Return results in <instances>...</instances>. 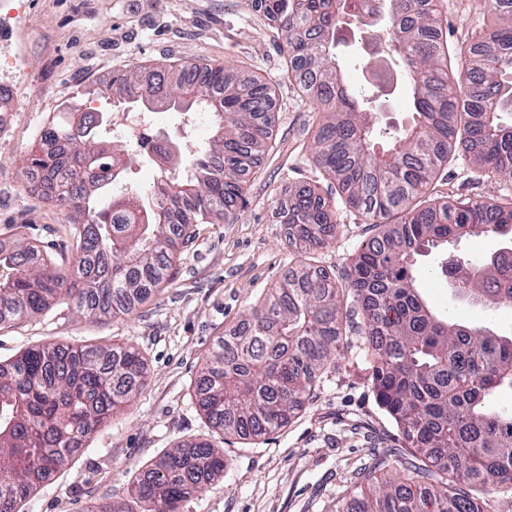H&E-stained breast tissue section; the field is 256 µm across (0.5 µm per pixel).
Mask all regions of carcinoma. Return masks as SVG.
Returning <instances> with one entry per match:
<instances>
[{
  "label": "carcinoma",
  "mask_w": 512,
  "mask_h": 512,
  "mask_svg": "<svg viewBox=\"0 0 512 512\" xmlns=\"http://www.w3.org/2000/svg\"><path fill=\"white\" fill-rule=\"evenodd\" d=\"M353 0H250L288 47V76L316 100L313 160L376 229L338 284L299 265L263 304L217 340L195 385L206 422L226 437L261 439L283 430L336 367L350 312L361 315L369 379L380 408L409 452L384 454L360 473L359 491L336 512H482L483 496L512 484V334L435 312L417 288L418 258L436 251L457 297L486 308L512 305V198L416 200L459 156L512 180V0H484L496 19L487 37L461 48L469 83H454L441 60L448 44L433 0H377L382 46L399 61L413 100L409 125H381L371 101L346 80L336 29ZM114 106L150 101L149 111L208 114V146L187 174L173 172L141 191L127 186L136 162L127 145L100 144L95 108L70 107L39 137L28 167L54 178L51 199L69 209L81 258L66 273L19 242L0 251V324L76 301L93 316L128 315L173 281L178 241L195 224L232 219L245 176L272 146L274 91L221 64L181 63L100 80ZM288 248L310 252L336 236L329 206L305 189L287 209ZM500 241L472 264L448 246L474 235ZM148 368L127 344H46L0 363V512L50 482L90 436L108 426L147 385ZM224 452L208 441L161 454L128 495L90 512H181L224 479Z\"/></svg>",
  "instance_id": "carcinoma-1"
}]
</instances>
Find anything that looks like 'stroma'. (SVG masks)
I'll use <instances>...</instances> for the list:
<instances>
[{
	"instance_id": "35a3bbf8",
	"label": "stroma",
	"mask_w": 512,
	"mask_h": 512,
	"mask_svg": "<svg viewBox=\"0 0 512 512\" xmlns=\"http://www.w3.org/2000/svg\"><path fill=\"white\" fill-rule=\"evenodd\" d=\"M443 34L457 45L494 27L480 0H436ZM17 9L24 34L0 30V248L18 236L44 248L55 265L78 263L70 210L31 192L21 172L40 132L73 103L101 107L100 78L172 62L221 64L258 75L275 91L270 151L244 187L233 220L199 224L180 247L173 282L133 314L94 320L65 300L50 313L0 327V362L43 344L133 345L143 354L149 381L132 404L114 414L88 448L20 505L21 512H84L87 506L126 496L139 472L166 450L211 437L223 446L229 469L218 484L185 503L183 512H334L353 492L356 473L375 458L398 451V430L378 406L365 370L356 324L335 370L284 430L256 443L223 442L199 412L194 386L218 336L259 305L288 268L310 263L344 280L349 261L373 230L360 211L337 199L333 243L310 254L288 248L284 206L290 188L317 187L335 197L311 161L319 115L288 75L284 39L249 0H0V14ZM352 66L355 88L374 90L382 125L412 120L400 80L381 84L360 58L362 49L337 31ZM435 197L499 203L512 196V180L481 176L465 162L446 168L431 184ZM434 257H422L421 286L439 311L464 322L483 320V307L454 298L429 274Z\"/></svg>"
}]
</instances>
